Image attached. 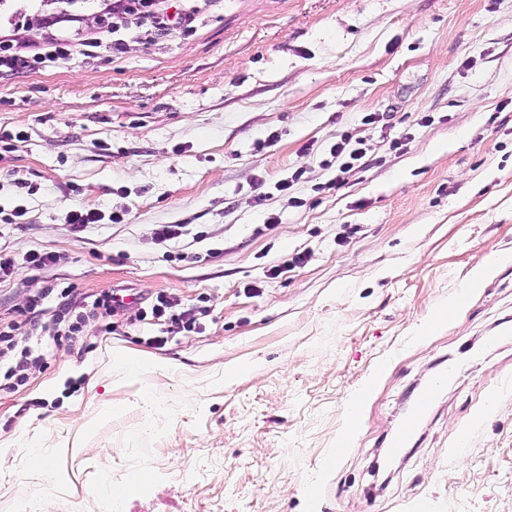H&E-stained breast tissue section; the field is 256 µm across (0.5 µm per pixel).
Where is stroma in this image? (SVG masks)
<instances>
[{
	"instance_id": "obj_1",
	"label": "stroma",
	"mask_w": 512,
	"mask_h": 512,
	"mask_svg": "<svg viewBox=\"0 0 512 512\" xmlns=\"http://www.w3.org/2000/svg\"><path fill=\"white\" fill-rule=\"evenodd\" d=\"M110 7L0 20L18 45L102 38L0 75V318L68 286L208 314L159 348L160 327L88 318L0 391V512H512V262L472 283L512 255V0H203L194 31H126L118 56L91 21ZM345 134L368 148L347 174L322 165ZM74 209L103 219L73 234ZM164 224L185 233L158 243ZM457 362L373 476L415 385Z\"/></svg>"
}]
</instances>
